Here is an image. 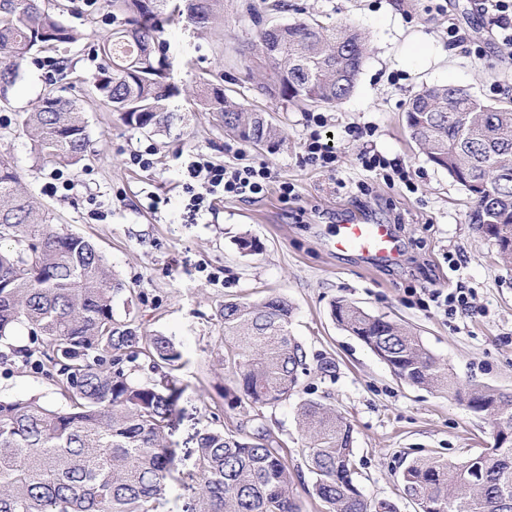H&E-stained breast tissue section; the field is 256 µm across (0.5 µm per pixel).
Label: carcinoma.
<instances>
[{
  "label": "carcinoma",
  "mask_w": 512,
  "mask_h": 512,
  "mask_svg": "<svg viewBox=\"0 0 512 512\" xmlns=\"http://www.w3.org/2000/svg\"><path fill=\"white\" fill-rule=\"evenodd\" d=\"M168 0H107L112 29L94 46L100 58L85 78L94 96L121 122L148 133L170 128V82L163 35ZM188 27H211L224 0H181ZM73 0H0V105L35 56L85 39L61 16ZM366 55L352 28L309 18L265 25L250 63L264 73L263 89L291 101L331 106L353 92ZM203 112L255 147H275L282 131L265 112L244 108L206 84ZM413 142L473 199L475 229L512 266V100L489 105L454 85L423 88L406 111ZM43 165L80 167L90 154L81 105L52 88L20 115ZM124 284L89 240L50 223L24 190L11 161L0 158V342L25 327L35 349L17 351L53 382L64 399L0 397V512H161L175 453L166 438L175 421L197 426L194 469L183 512H301L282 440L264 422L242 438L202 423L185 408L163 371L180 353L165 336H147L133 320L113 316ZM293 307L277 295L260 302H224L219 317L228 356L237 362V388L249 405L275 408L299 391L308 355L291 333ZM331 316L363 341L401 380L446 391L490 420L494 444L458 463L415 459L403 470V494L417 512H512V393L482 384L460 387L453 374L410 328L341 299ZM146 362L152 375L133 377ZM179 418H174V413ZM308 439L312 495L325 512H395L374 504L355 484L353 429L336 409L308 399L298 409Z\"/></svg>",
  "instance_id": "cac0c4a2"
}]
</instances>
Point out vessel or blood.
<instances>
[{
    "label": "vessel or blood",
    "mask_w": 512,
    "mask_h": 512,
    "mask_svg": "<svg viewBox=\"0 0 512 512\" xmlns=\"http://www.w3.org/2000/svg\"><path fill=\"white\" fill-rule=\"evenodd\" d=\"M334 243L337 249L358 253L375 267L392 263L398 257L389 225L364 219L337 225Z\"/></svg>",
    "instance_id": "obj_1"
}]
</instances>
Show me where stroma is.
<instances>
[{
  "mask_svg": "<svg viewBox=\"0 0 512 512\" xmlns=\"http://www.w3.org/2000/svg\"><path fill=\"white\" fill-rule=\"evenodd\" d=\"M249 0H224V35L184 26L172 17L164 38L170 76L180 89L170 109L177 119L154 135L125 126L100 101H86L91 157L84 169L64 168L73 191L50 196L44 187L51 169L37 165L19 122L47 84L36 63L9 91L0 109V156L8 157L24 185L66 232L93 242L126 290L114 301L116 319H135L150 335L170 337L181 358L172 375L183 394L179 407L193 406L213 427L235 429L261 417L284 442L293 472V494L302 512H319L310 494L305 463L307 441L297 427L304 400L329 398L353 428L357 485L371 502L387 501L397 512H414L401 493L406 463L431 456L448 462L481 453L493 443L488 421L454 395L417 387L397 378L362 341L331 317L334 300L352 301L367 312L405 323L461 383L475 381L512 392V270L497 258L493 241L468 220L473 202L446 171L433 166L412 141L405 112L423 87L458 85L489 104L512 97V50L496 40L476 0H447V9L428 11L426 0H285L279 22L311 17L336 26L352 25L367 37L368 53L353 93L333 106L304 99L285 102L261 93L260 73H248L240 48L258 40L260 27L247 12ZM104 8L94 14H65L84 29L85 44L59 48L75 62L66 96L83 99L81 79L93 71L89 44L105 34ZM463 35L448 43V25ZM430 54L413 62L411 47ZM223 82L245 107L270 113L284 141L256 148L225 133L215 114L195 111L202 83ZM326 118L325 132L338 155L335 170L306 164L309 118ZM373 136L350 135L352 127ZM153 147L154 166L144 171L128 161L132 150ZM372 148L403 164L415 191L388 186L364 170L359 155ZM274 176L258 198L227 197L212 212L192 216L182 190L188 152L232 165L237 150ZM292 183L296 198L283 197L280 182ZM159 197L151 207V197ZM356 218L391 225L399 258L372 268L356 253L334 247L337 225ZM255 240L256 250L239 247ZM440 288L473 292L467 313L445 315L428 297ZM275 293L294 308L291 332L309 361L333 360L334 371L313 370L298 393L278 407L261 410L239 402L237 369L225 359L218 312L224 301L257 302ZM25 328L0 346V396L61 399L45 378L22 365L13 352L31 347Z\"/></svg>",
  "mask_w": 512,
  "mask_h": 512,
  "instance_id": "35a3bbf8",
  "label": "stroma"
}]
</instances>
